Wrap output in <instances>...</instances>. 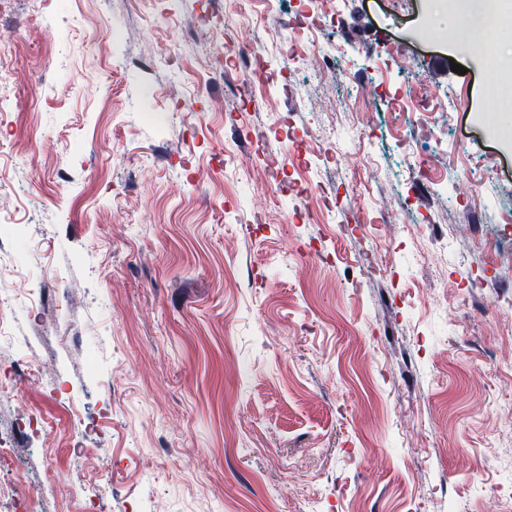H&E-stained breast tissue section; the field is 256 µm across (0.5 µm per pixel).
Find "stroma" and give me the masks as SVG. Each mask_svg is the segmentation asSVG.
<instances>
[{
  "label": "stroma",
  "instance_id": "1",
  "mask_svg": "<svg viewBox=\"0 0 512 512\" xmlns=\"http://www.w3.org/2000/svg\"><path fill=\"white\" fill-rule=\"evenodd\" d=\"M6 0L0 240L51 324L11 302L54 388L0 362L52 423L15 448L61 512L87 439L103 512H512V79L448 0ZM302 28L348 63L210 71L224 21ZM170 56L158 61L157 45ZM455 60L464 74L439 67ZM361 95L343 110L339 95ZM261 106L216 112L244 92ZM370 113L364 147L346 144ZM389 239L339 223L352 198ZM451 250H443L445 241ZM94 357L88 376L84 357Z\"/></svg>",
  "mask_w": 512,
  "mask_h": 512
}]
</instances>
